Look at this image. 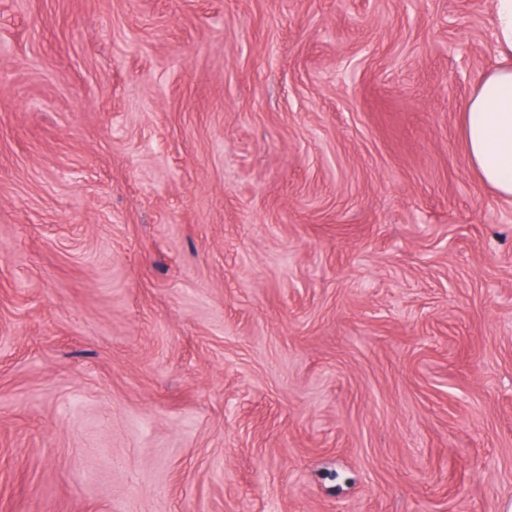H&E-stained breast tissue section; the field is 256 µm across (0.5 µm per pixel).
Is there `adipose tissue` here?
I'll return each mask as SVG.
<instances>
[{
  "label": "adipose tissue",
  "mask_w": 512,
  "mask_h": 512,
  "mask_svg": "<svg viewBox=\"0 0 512 512\" xmlns=\"http://www.w3.org/2000/svg\"><path fill=\"white\" fill-rule=\"evenodd\" d=\"M500 62L463 110L469 162L481 180L512 197V0H495Z\"/></svg>",
  "instance_id": "ef3b65f1"
}]
</instances>
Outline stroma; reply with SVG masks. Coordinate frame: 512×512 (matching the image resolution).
I'll return each instance as SVG.
<instances>
[{"instance_id":"obj_1","label":"stroma","mask_w":512,"mask_h":512,"mask_svg":"<svg viewBox=\"0 0 512 512\" xmlns=\"http://www.w3.org/2000/svg\"><path fill=\"white\" fill-rule=\"evenodd\" d=\"M494 0H0V512H512ZM500 62L463 110L469 162L481 180L512 197V1L495 0Z\"/></svg>"}]
</instances>
